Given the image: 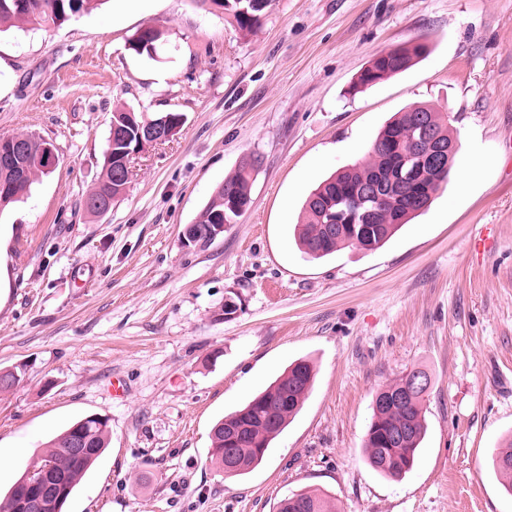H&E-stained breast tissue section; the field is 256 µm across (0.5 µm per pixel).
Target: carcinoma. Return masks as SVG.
I'll use <instances>...</instances> for the list:
<instances>
[{
  "mask_svg": "<svg viewBox=\"0 0 512 512\" xmlns=\"http://www.w3.org/2000/svg\"><path fill=\"white\" fill-rule=\"evenodd\" d=\"M207 8L228 10L239 31L245 35L259 27L268 0H198ZM105 0H0V27L48 29L70 17L89 13ZM162 33L148 27L136 34L132 49L153 57L158 52ZM426 47L416 44L376 55L358 75L357 85L367 87L384 78L407 70L414 59L421 57ZM422 116L428 129V139L418 137L416 117ZM148 117L132 110L112 111L106 144L112 146V161L103 162L99 182L83 198V207L91 215L101 212L95 207L106 191L119 199L126 193L125 183L115 179V172L128 151L134 148ZM446 145L453 142L448 131V117L424 104H413L394 115L368 146V160L355 162L323 178L308 194L299 215L298 244L312 260L334 254L340 247L355 246L366 251L382 248L405 224L420 215L432 203L433 195L448 181L449 173L436 164L426 162L419 175L409 184L388 191L378 201L377 212L370 224H338L331 230L327 224L325 206L340 196L352 197L361 189L373 185L388 186L397 179L401 152L422 156L430 142ZM256 160L245 158L234 173L225 178L196 219L198 226L232 224L251 203L253 173ZM45 171L28 157H22L19 169L0 167V210L17 202L34 181ZM414 372L404 374L381 389L373 400V416L368 426L364 448L367 460L376 471L391 477L406 474L414 465L423 442L426 427L422 401L426 389L418 390L405 401L402 393ZM311 365L302 360L289 365L265 390L251 398L241 408L224 416L213 427L211 458L224 467V448L229 435L236 437L235 475L240 476L257 467L272 442L285 430L301 409L313 381ZM107 420L86 416L68 426L47 444L45 455L26 471L4 496H0V512H18L17 485L31 481L40 474L51 473L62 479V501L52 499L54 512H63V505L80 480L108 447ZM85 440L87 452L75 457L68 444L75 437ZM496 473L503 478L502 486L512 494V444L509 450L492 458ZM277 512H334L331 496L326 492L299 491L281 499Z\"/></svg>",
  "mask_w": 512,
  "mask_h": 512,
  "instance_id": "obj_1",
  "label": "carcinoma"
}]
</instances>
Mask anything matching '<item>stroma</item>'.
Listing matches in <instances>:
<instances>
[{"instance_id": "stroma-1", "label": "stroma", "mask_w": 512, "mask_h": 512, "mask_svg": "<svg viewBox=\"0 0 512 512\" xmlns=\"http://www.w3.org/2000/svg\"><path fill=\"white\" fill-rule=\"evenodd\" d=\"M117 10L0 33V137L35 134L58 157L0 211V370L23 373L0 393V491L95 414L109 445L65 512H276L301 490L336 512H512L491 461L512 440V0H269L246 38L195 0ZM147 27L163 34L154 58L131 47ZM415 44L420 62L354 91L378 53ZM415 103L448 116L447 185L382 248L308 259L294 226L311 189ZM121 107L183 123L93 217L81 200ZM249 154L250 207L185 246ZM297 359L315 372L302 409L257 468L224 474L213 426ZM415 367L427 433L392 478L364 439L375 393Z\"/></svg>"}]
</instances>
